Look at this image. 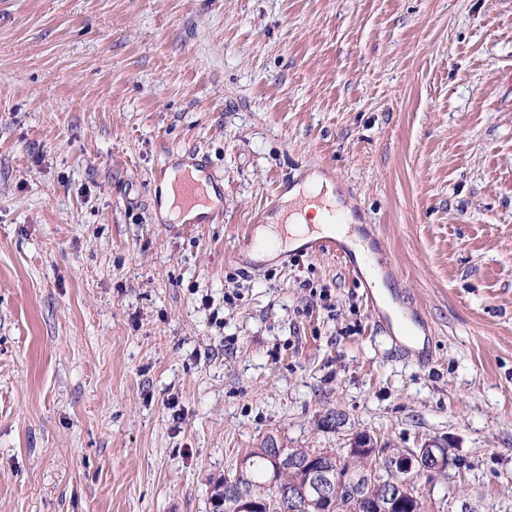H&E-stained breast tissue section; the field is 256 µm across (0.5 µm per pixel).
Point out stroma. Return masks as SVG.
<instances>
[{"label":"stroma","instance_id":"1","mask_svg":"<svg viewBox=\"0 0 512 512\" xmlns=\"http://www.w3.org/2000/svg\"><path fill=\"white\" fill-rule=\"evenodd\" d=\"M314 173L431 360L339 257L239 258ZM361 430L454 443L425 512H512V0H0V512H212L251 449ZM193 167L197 166L191 163L184 168L178 186L181 203L188 209L202 203L207 194L208 176L205 174L194 175ZM177 170H170L165 179L160 185V214L162 217L167 218L171 221H178L182 223L188 220H192L197 216L209 213L215 205L219 204V196L216 189L213 187L209 191V203L207 206H200L198 210H192L183 213L181 206L177 201V195L175 191V178L178 174ZM210 221L209 214L201 216L195 222H186L184 224H207Z\"/></svg>","mask_w":512,"mask_h":512}]
</instances>
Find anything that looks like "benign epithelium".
<instances>
[{"instance_id":"obj_1","label":"benign epithelium","mask_w":512,"mask_h":512,"mask_svg":"<svg viewBox=\"0 0 512 512\" xmlns=\"http://www.w3.org/2000/svg\"><path fill=\"white\" fill-rule=\"evenodd\" d=\"M317 459L316 455L304 459L292 448L276 449L273 482H280L286 473L304 471V481L285 490L293 512H303L317 503H337L343 495L368 502L369 512H394L401 505L411 512L413 504L420 502L411 482H383L378 480L380 472L407 476L442 473L452 464L453 454L444 439L429 440L419 448L382 452L375 438L359 432L336 452V465H321Z\"/></svg>"}]
</instances>
